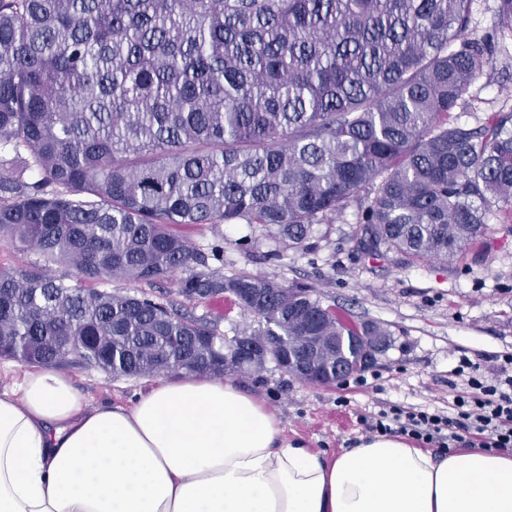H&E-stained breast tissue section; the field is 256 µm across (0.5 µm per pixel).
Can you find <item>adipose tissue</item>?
I'll return each mask as SVG.
<instances>
[{
	"instance_id": "adipose-tissue-1",
	"label": "adipose tissue",
	"mask_w": 512,
	"mask_h": 512,
	"mask_svg": "<svg viewBox=\"0 0 512 512\" xmlns=\"http://www.w3.org/2000/svg\"><path fill=\"white\" fill-rule=\"evenodd\" d=\"M281 434L220 377L184 370L92 406L32 368L0 391V512H512V457L391 435L328 456Z\"/></svg>"
}]
</instances>
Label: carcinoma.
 I'll return each mask as SVG.
<instances>
[{
    "label": "carcinoma",
    "instance_id": "cac0c4a2",
    "mask_svg": "<svg viewBox=\"0 0 512 512\" xmlns=\"http://www.w3.org/2000/svg\"><path fill=\"white\" fill-rule=\"evenodd\" d=\"M473 0H0V241L86 279L233 295L276 336L352 324L301 286L207 269L181 229L265 224L302 244L358 206L362 251L452 258L512 223V111L451 112L490 65ZM27 152L17 168L7 153ZM205 316L47 272L0 268V357L114 377L228 375Z\"/></svg>",
    "mask_w": 512,
    "mask_h": 512
}]
</instances>
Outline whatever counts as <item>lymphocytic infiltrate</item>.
Returning a JSON list of instances; mask_svg holds the SVG:
<instances>
[{
  "mask_svg": "<svg viewBox=\"0 0 512 512\" xmlns=\"http://www.w3.org/2000/svg\"><path fill=\"white\" fill-rule=\"evenodd\" d=\"M452 374L465 378L466 386L456 392L449 411L386 404L358 414L360 436L403 435L438 455L457 448L512 455V353L489 367L460 355Z\"/></svg>",
  "mask_w": 512,
  "mask_h": 512,
  "instance_id": "lymphocytic-infiltrate-1",
  "label": "lymphocytic infiltrate"
}]
</instances>
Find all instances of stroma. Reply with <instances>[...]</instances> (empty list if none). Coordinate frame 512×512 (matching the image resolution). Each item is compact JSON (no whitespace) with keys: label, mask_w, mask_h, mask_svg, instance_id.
<instances>
[{"label":"stroma","mask_w":512,"mask_h":512,"mask_svg":"<svg viewBox=\"0 0 512 512\" xmlns=\"http://www.w3.org/2000/svg\"><path fill=\"white\" fill-rule=\"evenodd\" d=\"M499 0H473L470 31L486 47L491 65L470 87L452 116L476 126L492 113L512 109V31L499 28ZM489 232L453 260H415L388 252L372 259L358 247L356 205L329 224L314 225L300 245L259 224H198L186 233L208 257L210 269L231 276L250 274L287 286L302 285L324 305L355 322H375L390 332L391 344L371 369L376 386L312 385L286 375L274 363L255 373L232 375L272 409L285 437L332 455L356 436V415L383 404L444 410L458 350L487 357L512 352V224L488 213ZM0 267L45 270L89 290L143 293L218 323L225 336L251 331L255 322L230 297L188 300L172 281L141 283L87 280L75 267L49 261L36 251L0 244ZM88 402L125 404L150 378L113 377L75 361L59 367Z\"/></svg>","instance_id":"1"}]
</instances>
